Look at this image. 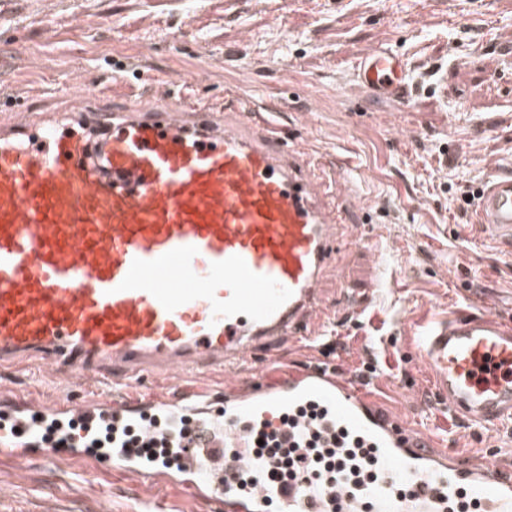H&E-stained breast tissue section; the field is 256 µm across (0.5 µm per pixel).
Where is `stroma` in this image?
<instances>
[{"label":"stroma","instance_id":"obj_1","mask_svg":"<svg viewBox=\"0 0 512 512\" xmlns=\"http://www.w3.org/2000/svg\"><path fill=\"white\" fill-rule=\"evenodd\" d=\"M0 24V103L83 72L76 88L98 93L114 67L154 98L144 72L180 76L186 93L220 105L225 92L295 134L309 154L334 162L368 223L352 228L328 285L334 341L291 343L277 367L324 363L365 390L404 430L433 437L460 462L512 472V422L473 425L448 409L416 338L425 325L485 305L512 321V261L477 225V207L457 193L482 190L512 168V7L504 0H10ZM389 46L406 53L413 98H373L352 79L356 60ZM378 235L372 251L363 237ZM228 377L145 380L134 394L212 397L222 412ZM67 395L100 399L95 384L35 368L0 374V397L41 405ZM0 502L16 512H143L128 483L97 471L55 466L40 456L0 467Z\"/></svg>","mask_w":512,"mask_h":512}]
</instances>
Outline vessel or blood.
I'll return each instance as SVG.
<instances>
[{"mask_svg":"<svg viewBox=\"0 0 512 512\" xmlns=\"http://www.w3.org/2000/svg\"><path fill=\"white\" fill-rule=\"evenodd\" d=\"M409 72L404 55L378 47L353 75L375 98L405 104ZM355 214L339 179L229 99L195 104L169 86L150 110L134 97L107 105L76 96L66 111L38 116L17 107L0 121V369L33 362L128 385L219 368L244 389L209 416L200 393L154 398L157 414L187 417L207 433L201 449L183 452L179 476L140 449L101 454L76 439L40 448L43 459H104L113 481L148 478V512H168L174 495L220 502L224 512H267L273 503L279 512H450L464 488L481 512H512L511 476L456 464L422 437L399 434L395 417L326 370L250 389L257 353L318 335L336 227ZM478 215L511 258L512 173L492 176ZM418 343L455 415L483 426L512 421V323L461 313L433 322ZM309 406L316 417L301 416ZM20 414L135 422L147 441L157 431L127 400ZM263 430L278 431L288 448L316 432L340 449L363 446L373 452L371 475L322 489L302 478L269 484L254 441ZM36 447L30 431H0L1 461Z\"/></svg>","mask_w":512,"mask_h":512,"instance_id":"obj_1","label":"vessel or blood"}]
</instances>
